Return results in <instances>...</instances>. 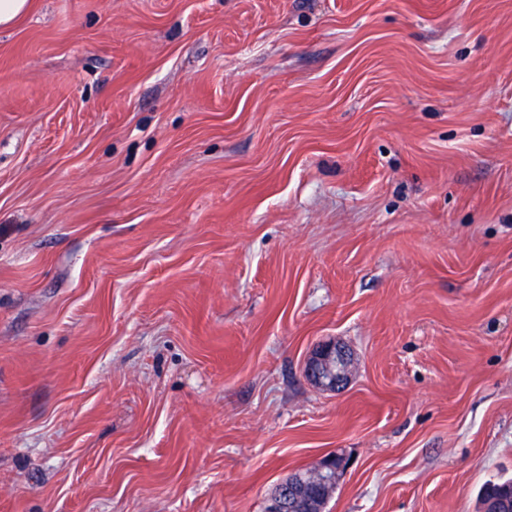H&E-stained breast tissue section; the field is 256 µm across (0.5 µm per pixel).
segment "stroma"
<instances>
[{
  "mask_svg": "<svg viewBox=\"0 0 512 512\" xmlns=\"http://www.w3.org/2000/svg\"><path fill=\"white\" fill-rule=\"evenodd\" d=\"M348 386L303 375L321 342ZM478 512L512 478V0H33L0 29V512ZM354 364L353 355L334 340L318 345L308 358L304 374L317 386L338 391L348 381ZM346 459L342 454L336 453L325 458L318 467L305 469L293 473L287 481L281 483L270 498L269 512H288V493L290 490L300 489L303 493L308 491L318 501L313 506L323 512L324 505L334 493L341 474L346 468ZM316 493L320 495H316Z\"/></svg>",
  "mask_w": 512,
  "mask_h": 512,
  "instance_id": "35a3bbf8",
  "label": "stroma"
}]
</instances>
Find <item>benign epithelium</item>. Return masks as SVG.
<instances>
[{
  "instance_id": "7a95c632",
  "label": "benign epithelium",
  "mask_w": 512,
  "mask_h": 512,
  "mask_svg": "<svg viewBox=\"0 0 512 512\" xmlns=\"http://www.w3.org/2000/svg\"><path fill=\"white\" fill-rule=\"evenodd\" d=\"M353 364V355L336 341L329 340L313 350L306 362L304 374L317 386L337 391L347 383ZM345 468V457L336 453L325 458L316 468L293 473L271 496L269 512H288L286 499L289 491L295 489L315 495L317 503L314 507L324 508Z\"/></svg>"
}]
</instances>
